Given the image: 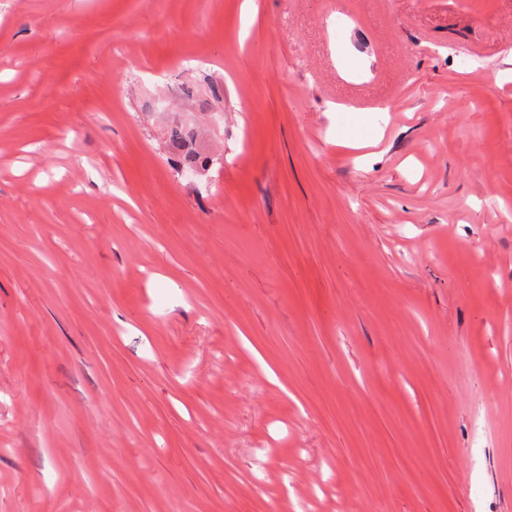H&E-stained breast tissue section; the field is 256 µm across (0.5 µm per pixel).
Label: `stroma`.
Returning a JSON list of instances; mask_svg holds the SVG:
<instances>
[{
  "instance_id": "35a3bbf8",
  "label": "stroma",
  "mask_w": 512,
  "mask_h": 512,
  "mask_svg": "<svg viewBox=\"0 0 512 512\" xmlns=\"http://www.w3.org/2000/svg\"><path fill=\"white\" fill-rule=\"evenodd\" d=\"M257 2L0 0V512H512V0Z\"/></svg>"
}]
</instances>
